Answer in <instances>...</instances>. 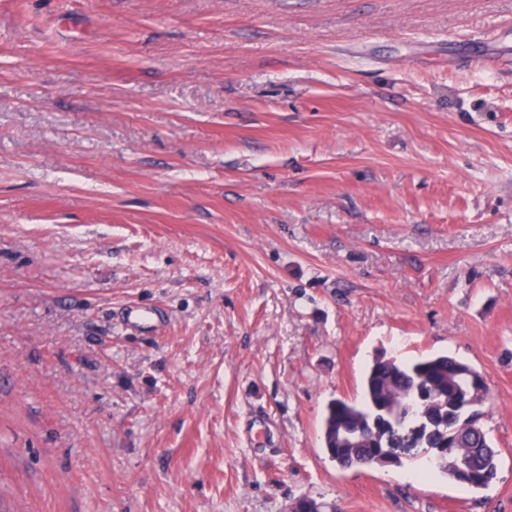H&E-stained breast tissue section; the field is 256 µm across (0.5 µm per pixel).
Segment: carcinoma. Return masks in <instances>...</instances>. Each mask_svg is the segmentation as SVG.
<instances>
[{
	"label": "carcinoma",
	"instance_id": "cac0c4a2",
	"mask_svg": "<svg viewBox=\"0 0 512 512\" xmlns=\"http://www.w3.org/2000/svg\"><path fill=\"white\" fill-rule=\"evenodd\" d=\"M477 373L448 355L401 361L382 353L367 367L360 399L329 401L322 441L329 457L343 468L375 463L369 448H427L448 442L453 452L432 460V467L470 489L487 487L496 476L498 452L480 425L489 387H471L462 373ZM426 384L435 399L423 406L417 388ZM404 416L406 430L385 439L380 421Z\"/></svg>",
	"mask_w": 512,
	"mask_h": 512
}]
</instances>
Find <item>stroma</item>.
I'll use <instances>...</instances> for the list:
<instances>
[{
  "label": "stroma",
  "instance_id": "stroma-1",
  "mask_svg": "<svg viewBox=\"0 0 512 512\" xmlns=\"http://www.w3.org/2000/svg\"><path fill=\"white\" fill-rule=\"evenodd\" d=\"M382 350L482 373L488 487L329 458ZM303 497L512 512V0H0V512Z\"/></svg>",
  "mask_w": 512,
  "mask_h": 512
}]
</instances>
